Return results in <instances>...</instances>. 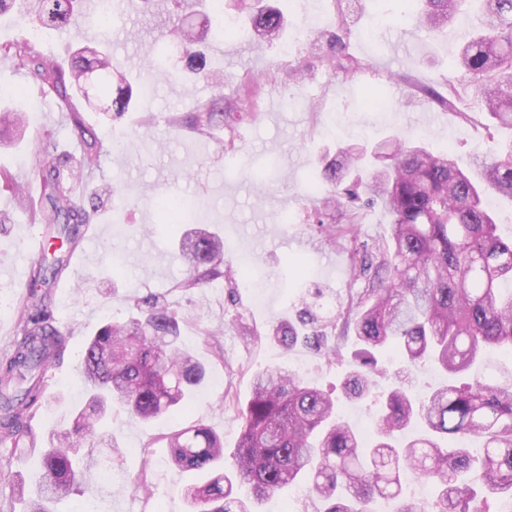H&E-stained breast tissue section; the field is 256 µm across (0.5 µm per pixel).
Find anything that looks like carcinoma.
<instances>
[{"label": "carcinoma", "mask_w": 512, "mask_h": 512, "mask_svg": "<svg viewBox=\"0 0 512 512\" xmlns=\"http://www.w3.org/2000/svg\"><path fill=\"white\" fill-rule=\"evenodd\" d=\"M80 2L26 0L23 7L42 26L69 35ZM262 2L241 0L247 31L258 40L277 39L285 28L284 15ZM416 2L417 22L434 36L456 15L473 11L475 33L460 48L456 66L496 130L512 132V0ZM346 30L340 14L336 32L325 38V56L333 69L348 73L358 62L344 54ZM234 33L209 26L174 30L192 60L197 44L214 36L229 40ZM0 50L13 71L28 76L45 96L65 101L71 90L89 103L95 90L112 96V117L129 110L133 88L123 75L112 86L116 65L107 51L83 47L64 67L30 39ZM424 94L452 108L458 89L450 80L446 92ZM223 116L224 110L207 102L191 113L189 126L203 135ZM71 120L83 142L81 160L51 165L43 177L49 191L40 199L22 195L33 221L54 229L33 290L24 295L22 338L0 363V455L18 448L21 416L34 415L45 405L47 367L64 347L63 334L36 288L62 273L80 228L95 215L77 186L85 169L98 161L102 145L79 113H72ZM391 148L383 153L379 145L358 151L343 147L338 156L323 159L321 177L334 194L315 216V223L328 225L336 238L351 233L352 228L339 226L358 219L344 211L360 198L346 184L349 166L368 154L382 162L372 167L365 194L366 204L378 201L389 212V240L362 257L355 280L363 281V288L349 294L345 304L346 315L353 316L347 327L354 330L360 350L344 394L372 397L380 404L376 440L366 443L338 416L331 395L299 375L280 366L258 371L251 397L238 413L240 437L231 472L224 468V440L212 429L199 425L169 437L176 467L210 474L204 485L187 488L190 512H253L250 506L304 479L323 512H373L378 499L392 503L391 512H488L486 499L464 483L471 471L485 494L512 499V372L489 379L475 375L460 386L445 383L424 398L411 388L413 373L426 364L457 376L474 371L489 349L512 350V293H502L503 284H512V240L497 235L495 215L484 202L487 195L512 202V137L498 144L491 158L475 157L466 167L447 152L434 154L401 139ZM181 251L191 270L181 287L201 288L231 277L220 238L199 231L183 239ZM134 307L128 318L103 325L87 341L81 374L90 396L73 425L52 434L44 483L29 512H50L52 502L82 492L76 456L80 444L93 439L108 403L150 421L180 413V404L204 383V367L177 345V314L157 299L137 300ZM317 308H323L317 299L302 301L298 320L273 327L270 336L287 350L301 342L336 352L323 333L332 318L319 319ZM388 349L401 356L405 367L395 374L389 392L379 394L374 375L381 372L379 356ZM406 472L437 489L431 505L400 497Z\"/></svg>", "instance_id": "1"}]
</instances>
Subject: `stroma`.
Masks as SVG:
<instances>
[{
  "instance_id": "35a3bbf8",
  "label": "stroma",
  "mask_w": 512,
  "mask_h": 512,
  "mask_svg": "<svg viewBox=\"0 0 512 512\" xmlns=\"http://www.w3.org/2000/svg\"><path fill=\"white\" fill-rule=\"evenodd\" d=\"M266 2L285 15L284 38L260 45L246 36L206 42L200 73L187 68L172 35L189 13L182 0H121L104 25L78 12L69 37L0 16V46L39 35L44 51L65 61L83 41L103 38L132 86L142 85L144 70L172 72L152 82L150 95L134 100L113 121L82 98L74 100L104 146L85 183L86 194L97 197V211L75 260L47 291L55 324L69 340L53 364L46 407L23 419L18 449L0 456V512H27L50 433L68 428L72 408L84 403L80 353L89 337L126 316L134 300L150 297L181 317L180 342L204 365L206 380L177 417L145 423L113 409L104 428L115 448L112 480L101 483L94 471L83 478L103 487L99 512H187L184 489L200 476L170 465L167 432L202 424L223 435L225 450L233 451L237 415L250 396L252 377L271 366L298 370L325 391L342 388L356 348L354 334L339 326L328 329L338 350L332 360L302 345L283 350L268 337L271 326L294 320L305 289L316 286L340 299L358 290L352 255L389 238L390 218L378 204L361 212L355 236L328 243L310 219L325 196L320 156L345 142L378 143L395 134L465 160L491 148L487 119L471 89H462L455 112L413 90L418 84L441 91L457 79L455 60L473 31L468 15L457 16L437 38L418 26L408 0H347L346 51L360 67L345 74L330 69L315 34L335 29V7L322 12L316 0ZM295 68L305 71L303 83L289 79ZM255 82L260 94L253 101L244 88ZM369 87L378 88L389 110L365 102ZM220 98L234 105L222 126L200 135L183 124L197 105ZM8 106L23 113L26 135L0 142V171L39 193L49 164L40 142L52 140L62 161L79 156L83 145L68 109L56 97L42 96L6 61L0 63V109ZM12 185L0 181V360L21 338L19 302L39 263L26 254L28 240L47 230L32 223ZM168 197L194 202L193 219L169 223L158 207ZM195 231L223 238L228 265L250 257L255 287L220 279L204 288H183L187 268L179 241ZM218 327L223 335L209 337ZM138 478L149 484V493L134 490Z\"/></svg>"
}]
</instances>
